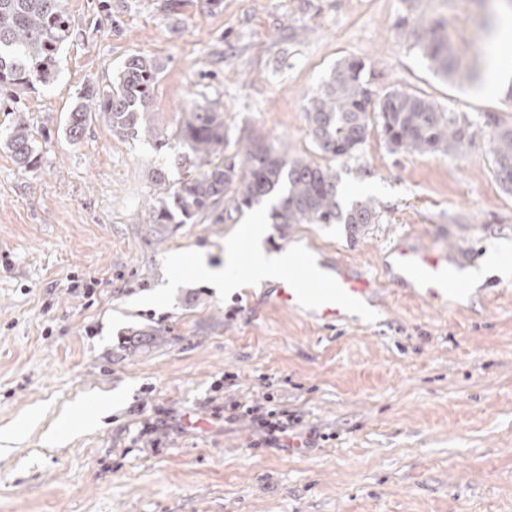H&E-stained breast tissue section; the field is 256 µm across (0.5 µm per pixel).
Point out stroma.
Returning a JSON list of instances; mask_svg holds the SVG:
<instances>
[{
    "instance_id": "stroma-1",
    "label": "stroma",
    "mask_w": 512,
    "mask_h": 512,
    "mask_svg": "<svg viewBox=\"0 0 512 512\" xmlns=\"http://www.w3.org/2000/svg\"><path fill=\"white\" fill-rule=\"evenodd\" d=\"M71 37L54 80L0 90L35 130L39 163L4 147L0 105V512H512V193L484 134L451 154L393 151L379 127L334 160L306 108L347 58L377 95L416 91L473 122L512 125L485 93L489 22L512 0H63ZM442 24L473 72L449 81L420 49ZM160 65L149 116L172 140L64 129L89 86L127 57ZM224 114L232 151L255 139L331 167L341 202L378 218L272 223L269 203L221 224L158 228L153 171L188 169L175 141L192 103ZM263 224L267 251L343 259L379 284L377 309L326 325L275 304L270 283L223 289L176 269L179 253L224 263ZM471 270L497 255L467 302L440 309L393 282L384 255L403 235ZM95 284L93 297L83 286ZM234 401L288 407L293 444L257 442ZM149 436H141L144 424Z\"/></svg>"
}]
</instances>
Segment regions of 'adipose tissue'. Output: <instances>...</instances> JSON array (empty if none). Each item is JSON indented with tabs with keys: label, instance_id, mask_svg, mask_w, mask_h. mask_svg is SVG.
I'll list each match as a JSON object with an SVG mask.
<instances>
[{
	"label": "adipose tissue",
	"instance_id": "1",
	"mask_svg": "<svg viewBox=\"0 0 512 512\" xmlns=\"http://www.w3.org/2000/svg\"><path fill=\"white\" fill-rule=\"evenodd\" d=\"M189 261L199 276L228 291L239 288L245 280L259 284L282 279L287 276L290 266L289 255L268 253L260 248L245 258L235 249H227L224 264L220 267L211 266L201 254L191 255Z\"/></svg>",
	"mask_w": 512,
	"mask_h": 512
}]
</instances>
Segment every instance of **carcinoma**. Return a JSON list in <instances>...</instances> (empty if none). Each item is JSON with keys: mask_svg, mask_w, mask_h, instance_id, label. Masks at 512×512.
Masks as SVG:
<instances>
[{"mask_svg": "<svg viewBox=\"0 0 512 512\" xmlns=\"http://www.w3.org/2000/svg\"><path fill=\"white\" fill-rule=\"evenodd\" d=\"M437 21L423 26L421 50L436 74L450 78L461 62L439 34ZM70 34V19L61 0H0V88H35L53 78L56 54ZM362 61L348 59L309 101L307 117L313 141L334 159L350 156L366 140L370 124L378 125L395 150L431 154L458 152L471 142L474 123L445 112L432 99L394 90L378 97L364 75ZM160 65L133 55L125 60L112 82L91 86L86 101L71 107L66 131L76 140L103 113L113 133L146 137L167 145V137L148 118L149 102ZM490 128L488 152L500 185L512 191V125L485 122ZM178 141L192 170L177 184L155 172L162 197L153 207L152 223L190 221L222 224L233 214L277 195L270 210L274 224H346L355 229L373 224L376 207L370 199H355L342 207L336 174L306 158H288L275 145L254 140L245 148L242 164L224 157L230 145L224 113L194 104L181 112ZM7 146L23 168L38 162L35 138L25 113L13 110Z\"/></svg>", "mask_w": 512, "mask_h": 512, "instance_id": "cac0c4a2", "label": "carcinoma"}]
</instances>
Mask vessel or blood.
I'll return each instance as SVG.
<instances>
[{
	"mask_svg": "<svg viewBox=\"0 0 512 512\" xmlns=\"http://www.w3.org/2000/svg\"><path fill=\"white\" fill-rule=\"evenodd\" d=\"M388 263L394 277L408 281L422 299L447 305L449 285L458 277L447 258L431 250L398 247L390 250ZM278 305L306 311L323 322L339 320L370 303L373 283L349 273L343 264H325L306 257L298 269L274 290Z\"/></svg>",
	"mask_w": 512,
	"mask_h": 512,
	"instance_id": "b4317fda",
	"label": "vessel or blood"
}]
</instances>
